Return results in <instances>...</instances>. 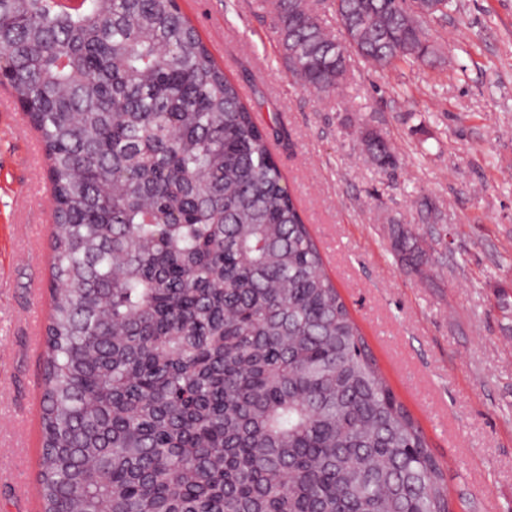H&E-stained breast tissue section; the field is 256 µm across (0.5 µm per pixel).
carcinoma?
Here are the masks:
<instances>
[{"label":"carcinoma","instance_id":"1","mask_svg":"<svg viewBox=\"0 0 512 512\" xmlns=\"http://www.w3.org/2000/svg\"><path fill=\"white\" fill-rule=\"evenodd\" d=\"M292 77L426 62L458 0H266ZM51 183L41 512H451L270 148L178 0H0ZM383 170L398 156L363 134ZM394 250L423 254L405 233Z\"/></svg>","mask_w":512,"mask_h":512}]
</instances>
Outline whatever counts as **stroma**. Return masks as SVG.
Masks as SVG:
<instances>
[{
    "instance_id": "1",
    "label": "stroma",
    "mask_w": 512,
    "mask_h": 512,
    "mask_svg": "<svg viewBox=\"0 0 512 512\" xmlns=\"http://www.w3.org/2000/svg\"><path fill=\"white\" fill-rule=\"evenodd\" d=\"M263 0H180L261 124L326 270L447 470L452 512H512V0H459L431 61L351 58L338 93L296 82ZM374 130L401 165L382 171ZM17 103L0 108V512H40L42 335L54 221ZM426 264L401 262L393 227ZM363 139L368 151L383 171H393L397 168L398 156L385 136L377 131L367 130L363 134Z\"/></svg>"
}]
</instances>
